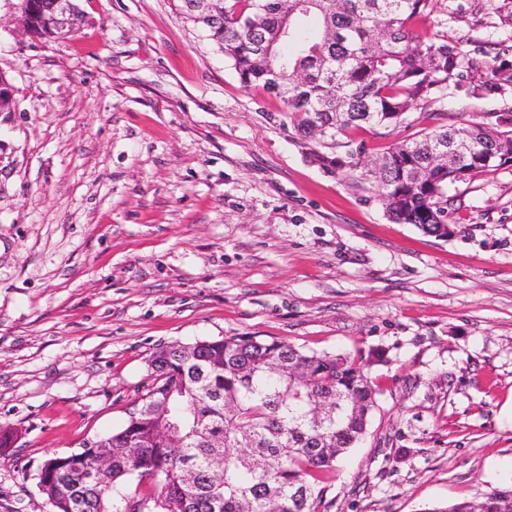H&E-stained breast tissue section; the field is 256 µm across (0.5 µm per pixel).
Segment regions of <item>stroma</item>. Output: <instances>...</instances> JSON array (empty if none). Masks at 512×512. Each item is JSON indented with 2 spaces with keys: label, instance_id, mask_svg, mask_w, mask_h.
<instances>
[{
  "label": "stroma",
  "instance_id": "stroma-1",
  "mask_svg": "<svg viewBox=\"0 0 512 512\" xmlns=\"http://www.w3.org/2000/svg\"><path fill=\"white\" fill-rule=\"evenodd\" d=\"M68 39L0 17V512H50L52 455L120 429L175 343L254 334L381 352L364 439L327 512H431L512 483V162L449 185L447 238L391 220L364 169L329 173L178 0H80ZM413 28L512 62V0H431ZM512 114L447 88L372 162L440 125Z\"/></svg>",
  "mask_w": 512,
  "mask_h": 512
}]
</instances>
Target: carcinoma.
Returning <instances> with one entry per match:
<instances>
[{
	"label": "carcinoma",
	"mask_w": 512,
	"mask_h": 512,
	"mask_svg": "<svg viewBox=\"0 0 512 512\" xmlns=\"http://www.w3.org/2000/svg\"><path fill=\"white\" fill-rule=\"evenodd\" d=\"M29 2L38 39L68 38L52 22L54 0ZM179 2L244 85L281 100L288 124L313 144L311 162L330 173L362 164L363 145L351 132L400 124L433 90L486 71L492 78L480 94L512 85V64L419 39L411 23L429 0H224L203 18L191 0ZM440 140L462 146L468 176L512 158V129L440 126L373 161L369 175L389 216L435 237L457 181L436 164ZM148 363L152 383L140 406L149 411L44 462L38 479L52 512H321L323 476L366 436L377 405L370 358L360 354L241 335L165 345ZM313 395L328 399L321 425L309 415ZM106 448L111 466L101 481L85 482ZM132 479L145 490L122 493ZM432 512H512V485Z\"/></svg>",
	"instance_id": "obj_1"
}]
</instances>
